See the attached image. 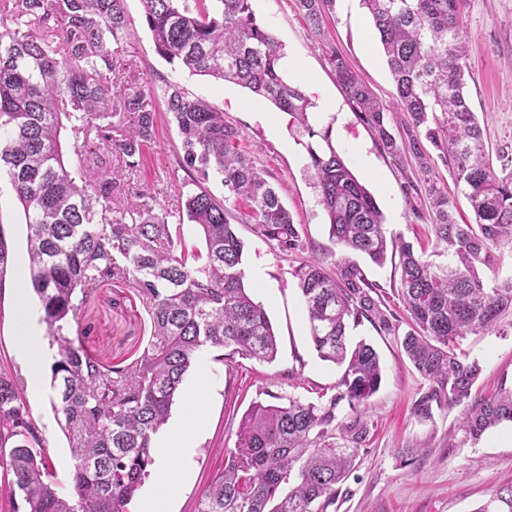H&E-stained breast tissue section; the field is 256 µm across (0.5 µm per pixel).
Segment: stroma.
<instances>
[{
	"label": "stroma",
	"instance_id": "obj_1",
	"mask_svg": "<svg viewBox=\"0 0 512 512\" xmlns=\"http://www.w3.org/2000/svg\"><path fill=\"white\" fill-rule=\"evenodd\" d=\"M252 7L285 55L306 62L310 78L296 76L292 82L315 103L327 104V111L317 113L316 123L330 127L334 146L373 194L389 233L417 246L427 245L430 217L424 179L415 159L400 164L379 151L370 130L351 111L325 51L330 45L344 54L388 106L390 131L399 132L400 116L392 108L395 85L359 0H335L321 37L295 11L293 0H252ZM126 12L127 32L110 45L113 58L120 63L112 72V81L144 92L156 127L136 168H126L120 157L112 159L111 176L123 188L112 200L113 219L137 223L145 196L159 209L176 212L181 208L185 174L177 165L179 135L161 93L163 83L170 81L223 110L225 120L241 133V150L263 171L294 222L300 224L304 242L303 251L291 255L260 237L245 219L236 223L245 242V285L264 306L278 337L279 352L271 363L210 361L208 385L201 394L206 427L191 465L181 476L180 493L170 504V512H195L225 449L235 446L240 418L252 403L266 401L271 393L306 399L312 389L333 386L342 375L340 367L321 361L313 348L294 275L300 261L320 255L327 245V218L318 203L302 137L290 129L287 115L238 85L193 75L168 63L155 51L140 0H126ZM461 13L470 64L466 97L493 161L512 158V0H465ZM0 230L14 261L0 289V367L10 369L18 364L14 353L16 295L21 286L17 263L27 255V226L22 207L3 177ZM80 323L90 328L84 348L106 363L130 357L152 340L147 306L123 280L97 286ZM348 334L352 341L364 340L375 347L383 382L368 401L371 440L360 454L336 512H474L497 488L512 483V438L504 428L488 431L479 441H468L459 429L462 409L458 406L437 412L433 421L418 422L411 406L423 379L403 355L397 337L377 331L366 321L349 327ZM459 348L481 363L480 392L512 389L511 315L490 331L465 336ZM25 401L50 443L59 477L67 478L70 452L49 398L29 395ZM404 448L415 451L407 465L401 460Z\"/></svg>",
	"mask_w": 512,
	"mask_h": 512
}]
</instances>
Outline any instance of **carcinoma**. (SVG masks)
<instances>
[{
	"instance_id": "1",
	"label": "carcinoma",
	"mask_w": 512,
	"mask_h": 512,
	"mask_svg": "<svg viewBox=\"0 0 512 512\" xmlns=\"http://www.w3.org/2000/svg\"><path fill=\"white\" fill-rule=\"evenodd\" d=\"M10 2L15 28L0 33V171L25 215L31 285L56 350L53 407L73 464L67 491L18 373L0 367V497L9 512H129L150 476L154 438L200 349L220 350L230 363L238 357L270 363L277 356L268 314L244 283V245L226 202H246L248 221L281 251H301L303 241L276 189L240 150L241 134L224 112L170 82L163 93L180 137L177 164L186 174L181 210L159 213L145 202L140 223L112 221V155L137 167L155 126L144 94L107 77L116 67L109 44L127 30L125 0ZM141 2L160 57L248 89L307 135L329 245L301 263L295 277L314 350L344 368L313 399L276 395V404L253 403L197 512H336L342 485L370 441L368 400L383 381L378 353L364 340L351 342L348 323L366 320L395 336L400 330L399 317L354 255L378 265L390 253L399 257L397 293L409 314L400 345L424 379L412 404L417 421L462 405L460 428L474 442L512 424V391L477 392L479 360L456 352L460 339L512 315V277L489 283L480 275L496 251L512 249V171L495 172L464 92L470 69L460 0H360L394 80L397 109L409 117L400 140L387 127L384 105L340 52L329 53L336 83L379 150L395 161L411 153L424 174L439 158L472 209L475 223H457V198L426 182L429 257L387 234L374 196L336 151L329 128L311 123L316 104L288 80L282 46L257 22L251 0ZM334 2L293 0L318 34ZM118 112L131 118V131L116 139ZM66 130L85 134L82 143L65 142ZM217 180L228 192L222 200L206 187ZM174 216L201 230L205 251L189 250L173 235ZM330 260L332 275L325 268ZM127 277L150 307L160 345L145 347L128 364H105L83 348L74 327L97 285ZM475 512H512V485L495 490Z\"/></svg>"
}]
</instances>
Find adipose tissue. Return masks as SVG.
<instances>
[{
    "label": "adipose tissue",
    "instance_id": "ef3b65f1",
    "mask_svg": "<svg viewBox=\"0 0 512 512\" xmlns=\"http://www.w3.org/2000/svg\"><path fill=\"white\" fill-rule=\"evenodd\" d=\"M15 346L26 365L31 392L43 393L44 370L49 353L39 317L25 303L19 308ZM204 426L203 411L194 402L160 439L152 467V486L141 501L140 512H169L168 505L180 490L174 468L190 464L195 452L196 438Z\"/></svg>",
    "mask_w": 512,
    "mask_h": 512
}]
</instances>
